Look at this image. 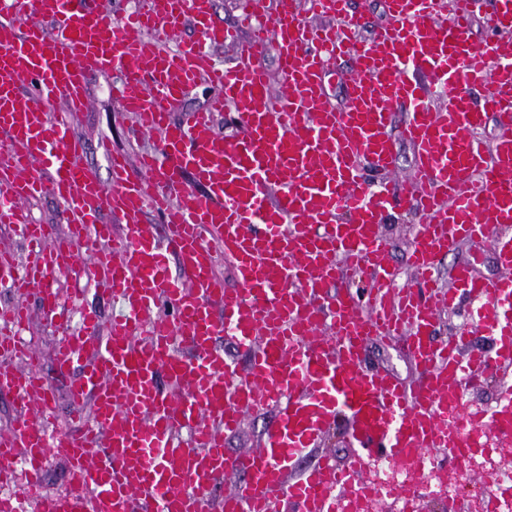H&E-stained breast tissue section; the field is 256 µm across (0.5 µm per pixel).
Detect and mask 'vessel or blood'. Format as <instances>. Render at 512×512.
Listing matches in <instances>:
<instances>
[{"mask_svg":"<svg viewBox=\"0 0 512 512\" xmlns=\"http://www.w3.org/2000/svg\"><path fill=\"white\" fill-rule=\"evenodd\" d=\"M215 0H145L111 12L100 0H0V224L38 247L17 272L0 250V285L28 292L98 240V294L115 306L62 336L52 355L65 379L68 427L45 421L56 388L42 372L0 363V390L19 420L0 434V512H203L217 476L234 479L218 512H338L342 492L375 457L422 459L429 448L456 457L481 421L449 419L464 380L512 368V0H389L388 25L363 43L349 0H298L268 10L247 36L219 20ZM487 13L482 74L468 41ZM197 36L177 42L185 23ZM233 48L230 62L215 47ZM278 45L281 91L264 57ZM352 58L351 103L337 111L326 72ZM112 74L110 94L160 148L131 155L100 147L110 183L83 159L85 140L63 112L89 108L87 88ZM220 86L207 107L172 123L168 100L193 85ZM488 89L473 103L478 83ZM408 105L401 125L394 106ZM230 113L226 138L215 118ZM491 145L477 136L487 119ZM413 150L410 174L394 182L395 142ZM60 206L53 224L34 223L25 204ZM422 215L407 253L412 278L393 289L395 241L381 226L399 210ZM160 232L143 228L146 215ZM494 244L498 272L467 265L440 274V259L464 242ZM176 257L177 272L167 259ZM224 259L238 287L216 269ZM471 304L476 327L496 334L493 350L468 337L432 338L438 301ZM30 322L25 305L0 309V351L16 349ZM230 337L239 357L224 353ZM404 340L420 376L397 382L363 364L369 340ZM40 399L36 416L29 405ZM346 414L357 446L346 465L322 454L300 476L297 459ZM270 420L253 448L225 438L248 416ZM66 489L47 494L50 449Z\"/></svg>","mask_w":512,"mask_h":512,"instance_id":"b4317fda","label":"vessel or blood"}]
</instances>
